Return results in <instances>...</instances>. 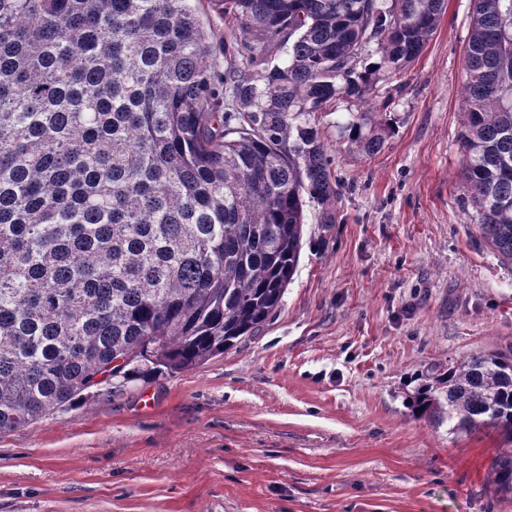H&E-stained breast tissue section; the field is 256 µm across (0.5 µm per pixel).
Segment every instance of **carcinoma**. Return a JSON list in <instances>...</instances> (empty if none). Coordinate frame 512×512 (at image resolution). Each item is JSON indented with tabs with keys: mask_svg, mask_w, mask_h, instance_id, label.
I'll list each match as a JSON object with an SVG mask.
<instances>
[{
	"mask_svg": "<svg viewBox=\"0 0 512 512\" xmlns=\"http://www.w3.org/2000/svg\"><path fill=\"white\" fill-rule=\"evenodd\" d=\"M192 2L0 0V433L258 331L296 271L305 206L337 221L323 114L404 72L445 5L221 0L228 104ZM462 110L463 200L512 260V0H474ZM347 131L374 155L392 127L356 112ZM407 407L512 444V355L430 368ZM489 474L512 495V447Z\"/></svg>",
	"mask_w": 512,
	"mask_h": 512,
	"instance_id": "carcinoma-1",
	"label": "carcinoma"
}]
</instances>
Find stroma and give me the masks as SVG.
<instances>
[{"mask_svg": "<svg viewBox=\"0 0 512 512\" xmlns=\"http://www.w3.org/2000/svg\"><path fill=\"white\" fill-rule=\"evenodd\" d=\"M197 7L221 94L224 16ZM472 15L473 0H446L419 59L363 105L396 128L380 153L347 147L362 105L326 112L351 189L336 223L307 207L297 269L260 330L0 433V512H512L486 491L499 431L452 433L405 403L430 366L512 351V263L461 201Z\"/></svg>", "mask_w": 512, "mask_h": 512, "instance_id": "35a3bbf8", "label": "stroma"}]
</instances>
